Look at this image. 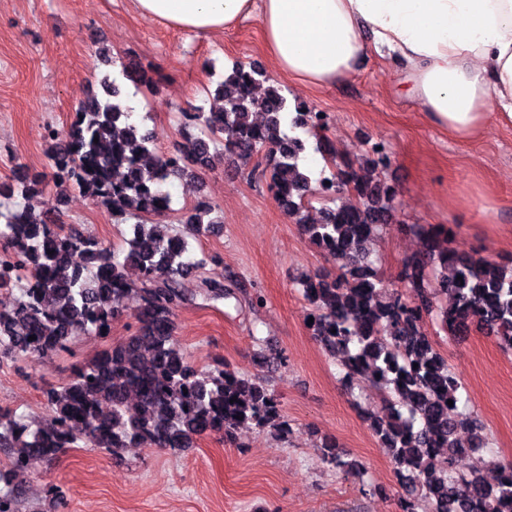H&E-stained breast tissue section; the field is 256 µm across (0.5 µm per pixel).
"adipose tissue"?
<instances>
[{
  "label": "adipose tissue",
  "instance_id": "adipose-tissue-1",
  "mask_svg": "<svg viewBox=\"0 0 512 512\" xmlns=\"http://www.w3.org/2000/svg\"><path fill=\"white\" fill-rule=\"evenodd\" d=\"M146 19L202 34L259 22L274 67L303 86L388 52L404 94L459 140L512 125V0H134Z\"/></svg>",
  "mask_w": 512,
  "mask_h": 512
}]
</instances>
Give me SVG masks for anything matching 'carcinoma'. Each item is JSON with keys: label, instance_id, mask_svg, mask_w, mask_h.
I'll return each mask as SVG.
<instances>
[{"label": "carcinoma", "instance_id": "carcinoma-1", "mask_svg": "<svg viewBox=\"0 0 512 512\" xmlns=\"http://www.w3.org/2000/svg\"><path fill=\"white\" fill-rule=\"evenodd\" d=\"M265 80L256 68L237 65L220 84L221 111L194 106L183 113L201 133L173 153H156L153 134L122 105L115 78L105 81L108 96L80 100L67 128L51 130L47 155L56 182L128 224L124 247L110 248L78 229L60 231L56 220L36 217L37 181L24 176L0 185V289L27 278L15 305L0 308V354L39 360L81 336H102L127 297L134 300L129 312L135 322L132 334L45 392L43 420L28 423L0 408V450L18 470L33 458L55 461L68 448L183 450L200 437H228L248 423L289 432L278 397L263 382L223 362L194 366L176 338L175 311L186 302L236 297L229 276L187 284L204 268L191 257V241L220 223L211 206L183 207L181 234L154 222L173 211L164 185L213 166L211 146L222 138L224 151L245 164L265 157L274 200L336 263L334 270L297 280L313 317L309 328L327 352L341 355L346 382L367 377L383 389L381 407L365 415L378 447L390 455L406 512H512L511 464L494 483L478 470L458 469L460 434L482 448L485 426L474 411L459 410L461 379L424 330L443 300L441 331L456 336L476 322L511 354L512 266L453 246L450 226L413 224L425 248L404 259L401 288L385 284L362 246L391 218L395 191L380 179L389 162L386 148L373 146L341 161L325 148L324 160L335 172L312 185L300 169L305 141L285 130L308 129L312 110L289 108L279 85L256 94ZM326 181L335 184V196L321 206V221L310 224L305 213L323 200L320 184ZM131 265L140 271L137 283L126 278ZM323 458L346 474L361 470L333 442L324 443Z\"/></svg>", "mask_w": 512, "mask_h": 512}]
</instances>
